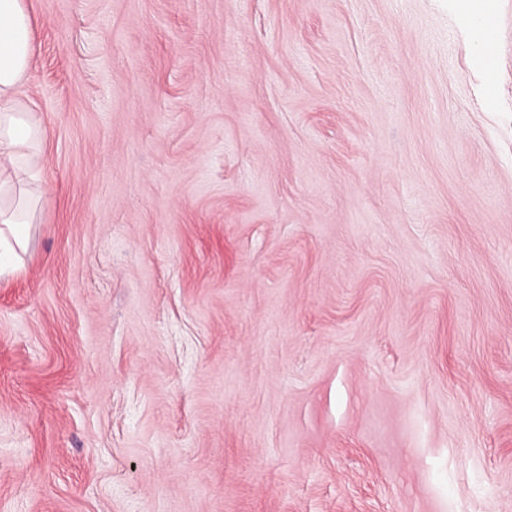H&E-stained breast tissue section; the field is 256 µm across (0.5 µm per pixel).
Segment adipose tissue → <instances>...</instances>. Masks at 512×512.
<instances>
[{
    "instance_id": "adipose-tissue-1",
    "label": "adipose tissue",
    "mask_w": 512,
    "mask_h": 512,
    "mask_svg": "<svg viewBox=\"0 0 512 512\" xmlns=\"http://www.w3.org/2000/svg\"><path fill=\"white\" fill-rule=\"evenodd\" d=\"M36 56L24 0H0V273L13 269L28 242L37 199L29 157L43 131L32 121L18 90Z\"/></svg>"
}]
</instances>
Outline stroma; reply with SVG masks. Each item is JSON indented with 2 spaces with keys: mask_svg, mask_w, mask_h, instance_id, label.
<instances>
[{
  "mask_svg": "<svg viewBox=\"0 0 512 512\" xmlns=\"http://www.w3.org/2000/svg\"><path fill=\"white\" fill-rule=\"evenodd\" d=\"M25 0L0 512H512V0Z\"/></svg>",
  "mask_w": 512,
  "mask_h": 512,
  "instance_id": "1",
  "label": "stroma"
}]
</instances>
